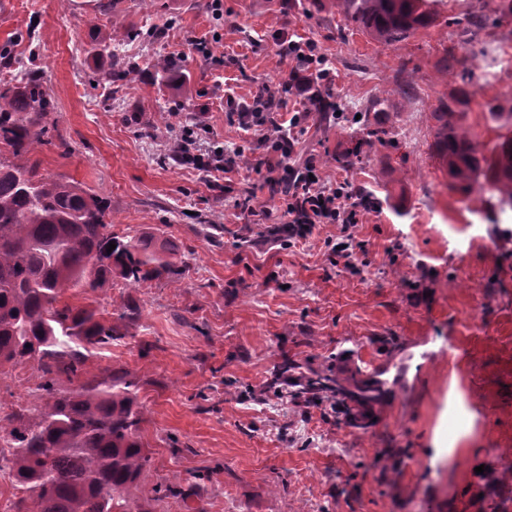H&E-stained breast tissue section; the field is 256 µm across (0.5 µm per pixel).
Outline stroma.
I'll return each instance as SVG.
<instances>
[{
  "label": "stroma",
  "mask_w": 512,
  "mask_h": 512,
  "mask_svg": "<svg viewBox=\"0 0 512 512\" xmlns=\"http://www.w3.org/2000/svg\"><path fill=\"white\" fill-rule=\"evenodd\" d=\"M223 3L218 23L207 0H0V49L14 61L0 64V82L36 63L56 101L58 128L33 152L41 172L103 198L116 234L172 237L187 264L71 298L114 317L120 336L89 357V374L124 368L139 380L153 477L133 497L155 512H512L499 455L512 448V209L488 188H447L431 155L429 113L456 84L438 61L448 48L465 53L459 30L441 20L387 47L332 0ZM215 29V55L235 65L194 51ZM278 29L317 40L336 68V101L365 115L313 117L300 144L323 157L326 181L349 180L376 202L352 229L364 245L353 268L328 248L339 226L282 245L236 207L223 173L171 158L186 123L206 125L225 151L243 145L224 90L244 101L257 83L280 88L290 66ZM130 30L140 38L124 41ZM111 37L134 67L116 87L92 80L110 65ZM163 59L181 65L183 82L162 78ZM472 70L466 123L491 144L492 113L512 111V67L491 77L479 58ZM357 143L360 157L346 161ZM211 224L222 232L208 236ZM129 299L141 313L119 319ZM287 358L337 373L387 367L391 395L351 427L329 403L274 394ZM202 471L210 481L195 483ZM158 483L194 494L158 502Z\"/></svg>",
  "instance_id": "1"
}]
</instances>
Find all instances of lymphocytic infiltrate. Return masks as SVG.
I'll return each instance as SVG.
<instances>
[{
  "label": "lymphocytic infiltrate",
  "instance_id": "f902f5d3",
  "mask_svg": "<svg viewBox=\"0 0 512 512\" xmlns=\"http://www.w3.org/2000/svg\"><path fill=\"white\" fill-rule=\"evenodd\" d=\"M274 41L279 56L291 65L281 91L262 83L243 102L227 94L226 117L266 150L265 155L249 158L250 169L261 174L266 184L281 188L278 209L283 220L276 226L274 239H304L317 224H336L348 231L350 225L359 223L363 212L372 209V200L362 197L350 181L332 184L320 179L318 155L296 157L311 115L322 109L321 92L331 87L335 73L315 39L281 31ZM202 129L199 123L182 126L175 161L207 171L235 170L241 162L239 155L225 154L220 147L206 154L196 152Z\"/></svg>",
  "mask_w": 512,
  "mask_h": 512
}]
</instances>
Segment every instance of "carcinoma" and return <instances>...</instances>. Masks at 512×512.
<instances>
[{"instance_id":"carcinoma-1","label":"carcinoma","mask_w":512,"mask_h":512,"mask_svg":"<svg viewBox=\"0 0 512 512\" xmlns=\"http://www.w3.org/2000/svg\"><path fill=\"white\" fill-rule=\"evenodd\" d=\"M444 0H336L344 20L375 41L396 45L433 25ZM469 15L461 34L473 41L494 21L512 15V0ZM94 79L115 83L132 69L117 55ZM444 70L460 78L430 112L433 150L448 172L449 188L462 193L486 184L512 203V137L491 152L465 122L472 74L447 50ZM57 130L55 105L41 73L0 86V379L34 360L42 372L34 391L38 415L25 408L0 416V470L16 490L15 512H150L130 497L152 476V457L139 434L144 419L139 384L129 371L104 369L85 381L89 348L122 339L112 321L92 307L66 301L79 289L103 290L116 278L137 288L183 267L177 243L152 228L134 236L110 230L107 206L91 189L40 173L31 160L35 145ZM116 244L107 252L109 243ZM296 361L278 366L274 388L292 382L293 397L327 398L346 408L348 423L383 399L380 374L349 369L299 372ZM71 384L59 388L61 381ZM155 500H187L192 490L155 487Z\"/></svg>"}]
</instances>
